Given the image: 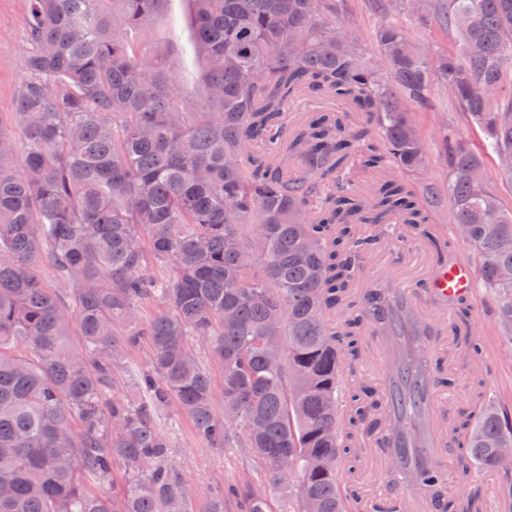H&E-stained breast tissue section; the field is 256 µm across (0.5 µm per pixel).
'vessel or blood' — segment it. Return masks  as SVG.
I'll return each mask as SVG.
<instances>
[{"mask_svg": "<svg viewBox=\"0 0 512 512\" xmlns=\"http://www.w3.org/2000/svg\"><path fill=\"white\" fill-rule=\"evenodd\" d=\"M386 292L380 306L386 323L373 338L374 353L384 370L382 404L378 417L387 422L384 432L365 431L358 438L362 448L379 449V462L392 469L437 474L440 459L447 456L454 443L443 430L453 419L456 403L442 395L444 370L438 366L454 335L447 329H429L425 359L418 373L406 376L402 364L394 358L397 327L413 329L424 307L445 313L452 301L467 298L475 288L471 266L462 257L445 263L428 261L427 270L416 277L414 286L401 284L398 275L384 281ZM389 502H400L402 512H442L443 502L423 492L415 500L403 499L401 490H393Z\"/></svg>", "mask_w": 512, "mask_h": 512, "instance_id": "b4317fda", "label": "vessel or blood"}]
</instances>
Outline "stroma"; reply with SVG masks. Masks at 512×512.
I'll list each match as a JSON object with an SVG mask.
<instances>
[{"label":"stroma","instance_id":"stroma-1","mask_svg":"<svg viewBox=\"0 0 512 512\" xmlns=\"http://www.w3.org/2000/svg\"><path fill=\"white\" fill-rule=\"evenodd\" d=\"M27 0H0V113L11 111L27 72L23 64L26 39ZM156 43L167 47L169 57L187 89H197L202 82L196 54L195 32L190 0H168L166 10L153 32ZM430 154V178L445 180L448 165L438 144L443 126L467 130L464 117L448 105V90L435 84L429 108L416 114ZM470 322L482 336L491 353L490 363L463 358L460 351L448 355L450 396L460 403L470 400L474 380H482L488 395L512 402V350L506 349L496 333V308L484 291H477ZM169 413L175 419L173 460L188 481L187 491L194 512H206L213 489L224 481L241 483L256 479V470L246 452L239 448H212L194 433L191 422L177 408Z\"/></svg>","mask_w":512,"mask_h":512}]
</instances>
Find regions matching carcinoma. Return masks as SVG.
Instances as JSON below:
<instances>
[{"label": "carcinoma", "instance_id": "1", "mask_svg": "<svg viewBox=\"0 0 512 512\" xmlns=\"http://www.w3.org/2000/svg\"><path fill=\"white\" fill-rule=\"evenodd\" d=\"M165 2L29 0V77L0 114V512H193L171 460L172 402L209 447L249 450L278 492L226 482L208 512H353L338 466L373 408L340 389L359 356L358 226L402 224L436 244L429 208L448 200L512 344V207L485 162L512 183V0H380L373 54L336 39L345 0H193L196 97L151 41ZM406 15L448 46L411 37ZM437 81L482 143L442 128L446 185L422 196L429 154L413 114ZM300 91L350 111L312 112L285 135ZM274 139V156L251 150ZM389 168L370 195L344 180ZM146 300L161 309L142 325ZM467 310L456 304L471 349ZM271 336L286 349L274 369ZM141 339L147 370L123 356ZM117 368L137 400L103 401ZM453 431L470 490L445 512H480L475 477L512 468L499 454L512 411L478 395ZM116 460L123 492L90 491Z\"/></svg>", "mask_w": 512, "mask_h": 512}]
</instances>
